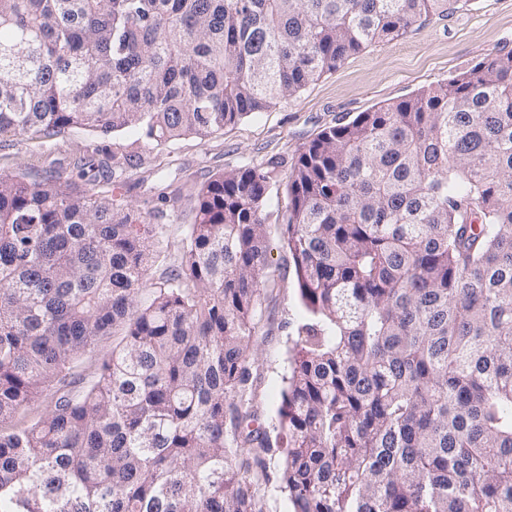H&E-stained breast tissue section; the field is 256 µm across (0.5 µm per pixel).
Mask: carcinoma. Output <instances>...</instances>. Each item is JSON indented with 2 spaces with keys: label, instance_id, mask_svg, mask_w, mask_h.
Listing matches in <instances>:
<instances>
[{
  "label": "carcinoma",
  "instance_id": "cac0c4a2",
  "mask_svg": "<svg viewBox=\"0 0 512 512\" xmlns=\"http://www.w3.org/2000/svg\"><path fill=\"white\" fill-rule=\"evenodd\" d=\"M454 0H0V137L91 139L40 182L0 172V512H512V52L328 127L282 225L303 308L270 435L241 410L267 282L271 171L156 226L109 182L221 133ZM126 130L139 132L129 144ZM96 379L55 383L106 338ZM279 472V460L276 453L267 457L266 474L259 470H251L248 474L251 481V491H256L261 498L264 512H289L292 509L288 500L277 488V474Z\"/></svg>",
  "mask_w": 512,
  "mask_h": 512
}]
</instances>
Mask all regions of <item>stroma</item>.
<instances>
[{
    "label": "stroma",
    "mask_w": 512,
    "mask_h": 512,
    "mask_svg": "<svg viewBox=\"0 0 512 512\" xmlns=\"http://www.w3.org/2000/svg\"><path fill=\"white\" fill-rule=\"evenodd\" d=\"M512 50V0H458L447 14L423 18L395 41L375 43L348 57L335 73L305 87L266 111L249 115L224 132L200 139L186 136L144 154L141 161L117 172L125 199L156 225L160 259L149 272L158 280L177 263L181 239L191 214L185 201L161 202L167 186H200L215 174L244 165L271 170L280 185L269 212V263L277 287H266L250 349L254 386L243 408L257 412L265 425L277 421L288 372V348L303 310L285 262L280 226L288 216L284 187L303 146L319 132L372 107L397 102L436 86L475 65L489 53ZM89 138L72 129L46 143L0 138V172L24 173L39 181L50 165L66 167ZM279 460L269 456L265 471L251 470V488L264 512H290L277 487Z\"/></svg>",
    "instance_id": "obj_1"
}]
</instances>
